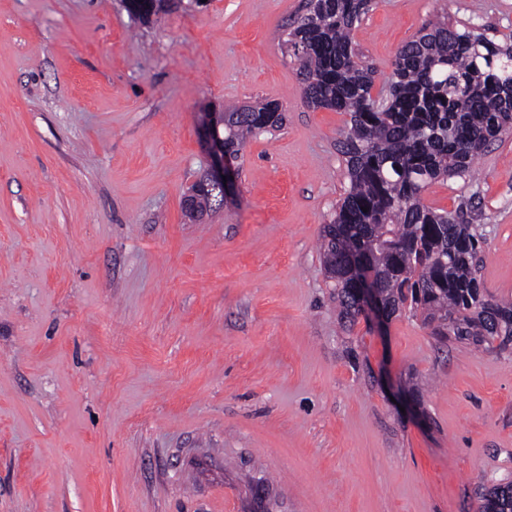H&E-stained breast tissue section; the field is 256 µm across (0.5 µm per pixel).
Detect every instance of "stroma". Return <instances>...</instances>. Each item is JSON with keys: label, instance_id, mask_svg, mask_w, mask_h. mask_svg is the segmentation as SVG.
<instances>
[{"label": "stroma", "instance_id": "obj_1", "mask_svg": "<svg viewBox=\"0 0 512 512\" xmlns=\"http://www.w3.org/2000/svg\"><path fill=\"white\" fill-rule=\"evenodd\" d=\"M305 0H0V512H477L512 481V347L420 319L339 320L319 242L346 114L310 108L283 40ZM512 43V0H376L387 78L435 15ZM278 101L203 222L201 115ZM472 204L512 301V138Z\"/></svg>", "mask_w": 512, "mask_h": 512}]
</instances>
